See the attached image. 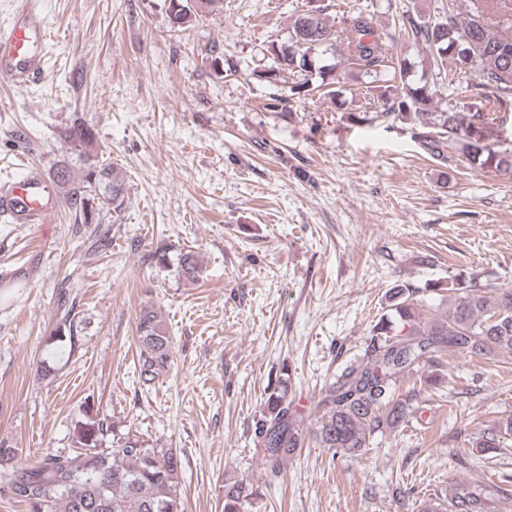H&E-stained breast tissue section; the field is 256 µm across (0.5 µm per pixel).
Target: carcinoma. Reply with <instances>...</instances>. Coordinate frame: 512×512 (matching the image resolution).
<instances>
[{"instance_id":"1","label":"carcinoma","mask_w":512,"mask_h":512,"mask_svg":"<svg viewBox=\"0 0 512 512\" xmlns=\"http://www.w3.org/2000/svg\"><path fill=\"white\" fill-rule=\"evenodd\" d=\"M170 31L182 32L203 19L215 0H166ZM311 16L296 15L288 40L296 50L253 72L258 80L276 84L290 80L291 95L317 92L330 99L341 93L349 78L363 80L364 92L382 102L384 118L411 120L429 129L422 141L435 160L449 159L455 143L467 163L512 178V148L490 146L494 122L512 115V35L491 30L490 16L501 14L499 25L512 27V0H473L470 15L460 18L448 10L442 21L410 13L403 17L399 33L423 42L429 51L419 78L404 58L388 55L386 33L372 17L351 12L343 26L335 27L329 5L317 6ZM337 59L323 63V56ZM463 78L470 81L475 102L465 110L448 106L438 110L437 87ZM67 139L83 157L84 173L75 180L65 166L56 168L52 180L65 191L68 205L82 224L98 223L105 205L117 211L124 200L123 179L114 167L103 165L94 154L96 132L82 118L67 131ZM179 273L195 280L198 263L194 254L179 258ZM436 291H447L451 303L440 316L424 318L425 300L419 288L397 284L387 298V314L379 320L361 361L347 366L325 392L319 405L325 410L319 429L324 447L355 454L369 447L373 437L397 428L420 411V392H399L401 378L445 353H466L493 359L512 352V288L474 278L435 282ZM140 345L139 381L151 384L167 368L171 336L158 314L144 308L138 318ZM78 325L72 309H64L53 337L69 338L76 345ZM289 366L281 367L277 386L268 394L266 410L255 422L254 436L268 465L265 476L275 477L284 461L303 447L305 435L288 398ZM109 426L84 411L73 426V451L47 455L30 467L5 473L13 494L29 512H183L179 489L180 457L167 449L147 448L136 435H128L115 448L105 446ZM512 436V419L488 428L479 448H496L500 439ZM262 479L224 481L221 512H262ZM492 486L457 483L450 493L455 512H491Z\"/></svg>"}]
</instances>
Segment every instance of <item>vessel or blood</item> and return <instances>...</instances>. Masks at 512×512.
Wrapping results in <instances>:
<instances>
[{
  "label": "vessel or blood",
  "instance_id": "1",
  "mask_svg": "<svg viewBox=\"0 0 512 512\" xmlns=\"http://www.w3.org/2000/svg\"><path fill=\"white\" fill-rule=\"evenodd\" d=\"M47 23L38 0H26L0 24V81L22 87L44 67ZM55 188L36 167L18 179L0 183V216L15 224H44L55 212Z\"/></svg>",
  "mask_w": 512,
  "mask_h": 512
}]
</instances>
